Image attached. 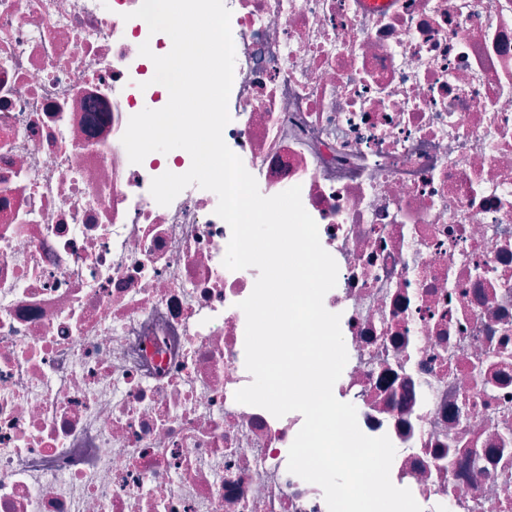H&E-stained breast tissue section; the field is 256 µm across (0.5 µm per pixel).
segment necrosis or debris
<instances>
[{"label": "necrosis or debris", "instance_id": "obj_1", "mask_svg": "<svg viewBox=\"0 0 512 512\" xmlns=\"http://www.w3.org/2000/svg\"><path fill=\"white\" fill-rule=\"evenodd\" d=\"M142 0H0V512H328L300 413L236 402L239 307L215 193L130 163L172 48ZM229 148L300 186L338 266L335 397L388 436L423 512H512V0H224Z\"/></svg>", "mask_w": 512, "mask_h": 512}]
</instances>
